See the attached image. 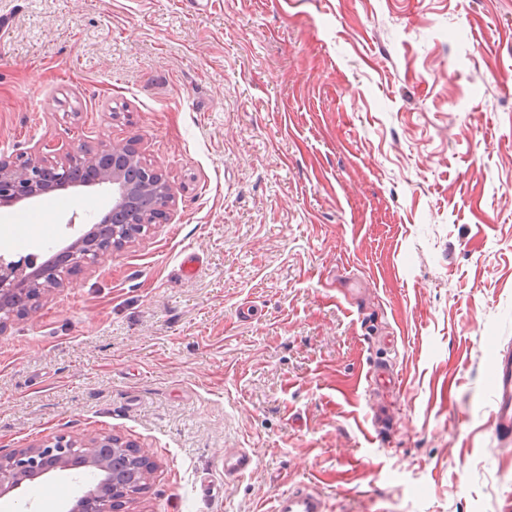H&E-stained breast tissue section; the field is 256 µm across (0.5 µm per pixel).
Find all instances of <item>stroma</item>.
<instances>
[{
	"instance_id": "stroma-1",
	"label": "stroma",
	"mask_w": 512,
	"mask_h": 512,
	"mask_svg": "<svg viewBox=\"0 0 512 512\" xmlns=\"http://www.w3.org/2000/svg\"><path fill=\"white\" fill-rule=\"evenodd\" d=\"M129 139L176 205L0 332V451L134 442L156 470L123 512L302 484L328 512H512V0H0V156ZM111 205L1 208L30 243L0 257L44 262ZM494 433L503 446L512 445V357L501 354L495 367Z\"/></svg>"
}]
</instances>
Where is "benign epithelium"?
I'll return each instance as SVG.
<instances>
[{
    "mask_svg": "<svg viewBox=\"0 0 512 512\" xmlns=\"http://www.w3.org/2000/svg\"><path fill=\"white\" fill-rule=\"evenodd\" d=\"M140 154L132 140L113 142L90 150L82 145L68 149L53 161L35 151L20 168L0 159V207H13L41 196L77 187L112 185V212L67 245L63 254L67 269L78 272L97 257L133 242L137 224H153L169 216L175 193L166 174L153 166L160 182L140 180L133 170ZM67 273L56 276L52 263L30 265V272L0 264V329L24 311H37L41 299L64 287ZM84 457L82 465L101 472L102 478L85 488L66 512H118V507L146 486L155 463L131 442L112 434L91 438L60 436L53 442L31 444L0 452V496L22 487L53 470L73 465L72 457Z\"/></svg>",
    "mask_w": 512,
    "mask_h": 512,
    "instance_id": "benign-epithelium-1",
    "label": "benign epithelium"
}]
</instances>
